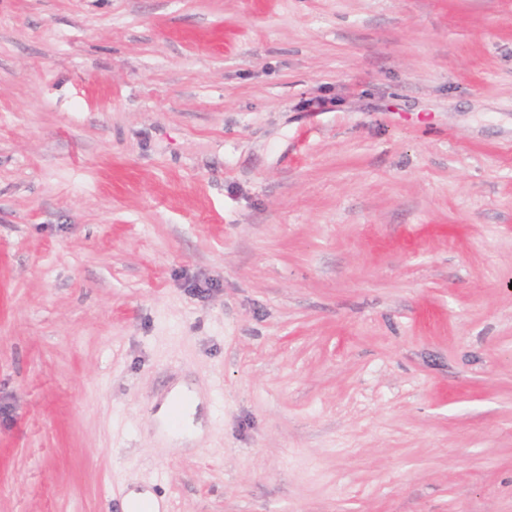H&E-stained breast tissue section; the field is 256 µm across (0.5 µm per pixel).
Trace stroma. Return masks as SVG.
Masks as SVG:
<instances>
[{
    "label": "stroma",
    "instance_id": "stroma-1",
    "mask_svg": "<svg viewBox=\"0 0 512 512\" xmlns=\"http://www.w3.org/2000/svg\"><path fill=\"white\" fill-rule=\"evenodd\" d=\"M134 493L512 512V0H0V512Z\"/></svg>",
    "mask_w": 512,
    "mask_h": 512
}]
</instances>
